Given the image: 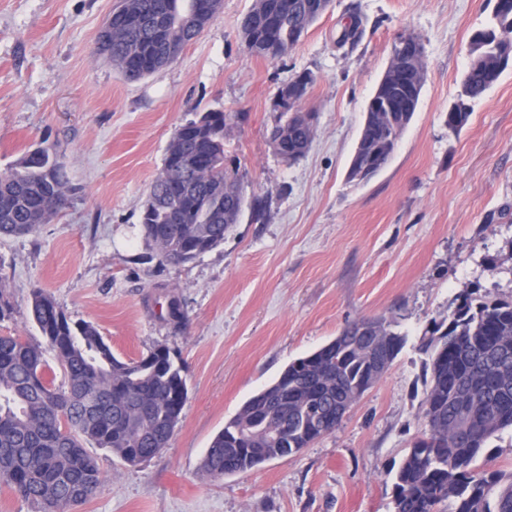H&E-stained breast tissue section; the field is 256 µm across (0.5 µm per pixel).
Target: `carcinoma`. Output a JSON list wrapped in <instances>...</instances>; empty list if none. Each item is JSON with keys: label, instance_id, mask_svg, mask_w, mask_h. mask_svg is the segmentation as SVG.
<instances>
[{"label": "carcinoma", "instance_id": "1", "mask_svg": "<svg viewBox=\"0 0 512 512\" xmlns=\"http://www.w3.org/2000/svg\"><path fill=\"white\" fill-rule=\"evenodd\" d=\"M177 0H121L101 54L128 81L171 64L169 50L184 49L204 25L172 20ZM321 16L311 0H254L243 17L246 51L256 57L284 56ZM472 42L482 55L470 62L462 95L478 99L498 81L502 58H512V5L494 10L492 26ZM417 68L407 49L394 42L387 69L390 97L400 111L393 121L368 112L358 154L348 170L355 180L362 165L384 166L410 123L419 95ZM268 133L279 155L294 161L305 154L314 134L313 115L292 105L274 109ZM240 112L209 111L173 133L160 175L152 182L141 216L146 246L162 262L186 263L224 242L238 223L240 182L224 164V130ZM69 186L62 158L37 146L17 166L0 173V238L35 232L65 206ZM43 341L0 336V488L20 493L43 512H69L88 500L102 482L85 444L105 448L136 465L168 447L187 400V380L160 346L138 361L112 352L96 326L71 321L55 299L40 289L28 304ZM353 322L340 332V353L302 357L277 380L250 397L212 439L202 460L214 479L250 470L268 460L307 448L333 431L311 422L336 413V404L354 405L369 379L365 349L371 345L391 363L403 337L382 319ZM437 335L425 344L431 382L425 404L431 416L426 438L406 453L393 483L395 512H512V475L476 472L472 463L489 441L512 430V300L474 301L461 296ZM63 369V389L47 378L46 351Z\"/></svg>", "mask_w": 512, "mask_h": 512}]
</instances>
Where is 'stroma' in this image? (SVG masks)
<instances>
[{
	"label": "stroma",
	"mask_w": 512,
	"mask_h": 512,
	"mask_svg": "<svg viewBox=\"0 0 512 512\" xmlns=\"http://www.w3.org/2000/svg\"><path fill=\"white\" fill-rule=\"evenodd\" d=\"M119 0H0V172L54 148L72 187L30 235L0 239V283L14 304L0 335L37 342L33 290L72 321L95 324L122 359L170 347L188 398L168 448L136 465L87 444L104 479L74 512H394L393 477L427 428L430 354L422 344L461 294L512 299V65L480 99L461 97L471 39L495 0H331L287 55H249L240 23L253 0L220 13L158 73L125 80L95 50ZM362 20L353 45L337 37ZM402 32L425 49L416 112L389 163L364 182L347 171L367 104ZM315 81L308 152L268 141L273 102L297 74ZM465 105L459 131L448 113ZM207 111L245 112L224 139L245 193L224 241L183 264L159 262L141 213L170 138ZM177 300L181 317L166 314ZM381 318L404 345L334 431L243 473L201 470L211 440L244 402L349 323Z\"/></svg>",
	"instance_id": "stroma-1"
}]
</instances>
